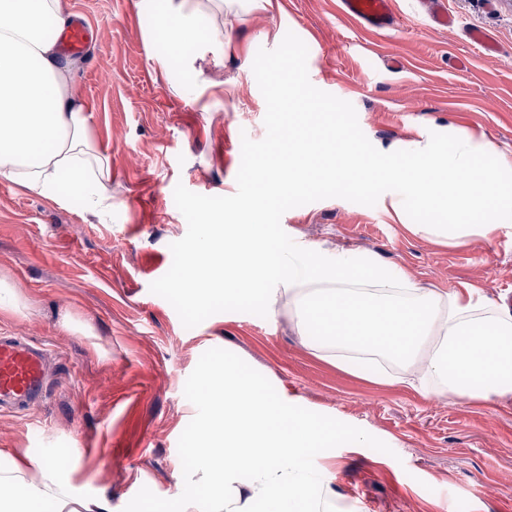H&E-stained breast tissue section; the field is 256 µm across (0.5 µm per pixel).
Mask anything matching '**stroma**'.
Instances as JSON below:
<instances>
[{
  "instance_id": "35a3bbf8",
  "label": "stroma",
  "mask_w": 512,
  "mask_h": 512,
  "mask_svg": "<svg viewBox=\"0 0 512 512\" xmlns=\"http://www.w3.org/2000/svg\"><path fill=\"white\" fill-rule=\"evenodd\" d=\"M67 2L97 32L71 89L111 158L112 198L78 208L0 181V280L20 301L17 313H0V331L30 336L55 365L39 403L0 410V452L27 464L58 458L70 493L107 498L112 512L144 487L177 498V443L196 414L185 382L201 354L220 347L285 402L390 446L385 454L349 443L316 456L338 512H512V404L427 395L337 368L297 334L283 301L264 318L223 312L188 329L150 291L187 232L176 184L236 192L242 136L266 134L252 64L286 32L308 47L310 81L355 107L378 150H405L418 129L454 126L512 157V0H443L458 20L447 30L419 0H391L394 23L379 31L344 16L339 0H278L271 13L228 7L211 37L166 62L137 0ZM471 28L489 32L497 52L471 44ZM394 57L402 70L389 69ZM456 57L467 69L451 67ZM425 221L412 212L398 222L378 192L340 194L322 181L264 217L284 248L300 237L404 268L427 288L466 284L493 301L512 294V232L442 244L411 232Z\"/></svg>"
}]
</instances>
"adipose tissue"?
<instances>
[{
    "mask_svg": "<svg viewBox=\"0 0 512 512\" xmlns=\"http://www.w3.org/2000/svg\"><path fill=\"white\" fill-rule=\"evenodd\" d=\"M156 10L154 33L179 53L212 31L208 13L189 0H142ZM67 0H0V180L63 203L94 205L111 198L109 158L89 137L87 108L70 92L77 63L62 59L55 33L69 26ZM254 181L250 213L314 179L365 190L383 183L382 203L401 220L409 212L438 216L410 230L440 242L461 243L512 226V169L495 144L449 130L446 138L418 133L408 155L378 161L359 153L345 129L291 130ZM186 286L198 300L214 289L240 300L256 294L290 305L299 333L319 337L337 365L366 372L370 357L399 361L411 378L433 381V393L512 401V311L464 287L420 288L404 270L300 241L281 250L256 221L224 214V232L205 227L185 254ZM26 478L13 459L0 462V512H111L106 499L80 501L57 479L52 460Z\"/></svg>",
    "mask_w": 512,
    "mask_h": 512,
    "instance_id": "1",
    "label": "adipose tissue"
}]
</instances>
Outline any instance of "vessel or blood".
Instances as JSON below:
<instances>
[{"label":"vessel or blood","instance_id":"obj_1","mask_svg":"<svg viewBox=\"0 0 512 512\" xmlns=\"http://www.w3.org/2000/svg\"><path fill=\"white\" fill-rule=\"evenodd\" d=\"M344 15L371 30L392 22L391 0H340ZM96 32L79 22L63 29L58 41L67 55L85 53ZM47 389L43 355L24 336H0V404H28L41 399Z\"/></svg>","mask_w":512,"mask_h":512}]
</instances>
